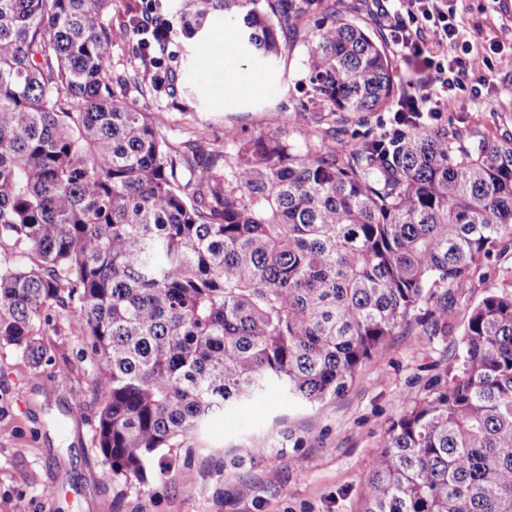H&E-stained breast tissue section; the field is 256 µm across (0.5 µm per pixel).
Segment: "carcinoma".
<instances>
[{"label":"carcinoma","instance_id":"carcinoma-1","mask_svg":"<svg viewBox=\"0 0 512 512\" xmlns=\"http://www.w3.org/2000/svg\"><path fill=\"white\" fill-rule=\"evenodd\" d=\"M183 0L186 35L214 15L264 59L310 42L320 111L376 112L395 95L382 34L344 0ZM0 0V343L38 369L54 306L87 336L101 399L103 476L146 485L218 415L276 384L313 404L341 394L426 290L423 335L448 333V294L512 236V139L403 125L336 147L224 130V151L181 154L167 121L112 79L118 39L158 46L150 0ZM144 96L171 97L168 54L146 52ZM447 379L389 426L364 512H512V292L473 309Z\"/></svg>","mask_w":512,"mask_h":512}]
</instances>
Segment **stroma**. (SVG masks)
Here are the masks:
<instances>
[{
    "instance_id": "1",
    "label": "stroma",
    "mask_w": 512,
    "mask_h": 512,
    "mask_svg": "<svg viewBox=\"0 0 512 512\" xmlns=\"http://www.w3.org/2000/svg\"><path fill=\"white\" fill-rule=\"evenodd\" d=\"M463 40L483 45L498 39L512 50V0H464ZM310 46L281 47L271 61L239 55L240 71L254 74L216 99L203 76L193 91L176 97L141 96L151 72L127 41L112 46L111 70L125 79L135 109L159 112L170 122L165 137L174 150L205 135L224 147V127L253 134L285 132L303 143L323 130L312 112ZM390 110L336 117L338 140L350 144L390 135ZM441 125L469 127L486 138L512 137V73L480 70L448 95ZM512 268V247L498 261L478 266L468 288L448 300V333L428 338L418 320L391 336L382 361L366 362L346 392L308 404L269 389L233 415L214 418L175 449L173 468L148 485L104 480L95 444L99 397L87 338L60 309L48 310L40 339L50 358L40 368L12 346L0 345V512H363V490L391 422L406 409V396L423 398L461 353L473 308L500 291ZM54 487L46 496V487Z\"/></svg>"
}]
</instances>
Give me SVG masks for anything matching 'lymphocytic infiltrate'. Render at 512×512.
Instances as JSON below:
<instances>
[{"mask_svg":"<svg viewBox=\"0 0 512 512\" xmlns=\"http://www.w3.org/2000/svg\"><path fill=\"white\" fill-rule=\"evenodd\" d=\"M459 0H393L379 5L383 25L397 52L423 57L425 75L413 92L402 95L396 111L412 113L415 126L428 128L446 105L448 92L463 87L480 66L512 71V51L487 56L460 40L463 14Z\"/></svg>","mask_w":512,"mask_h":512,"instance_id":"f902f5d3","label":"lymphocytic infiltrate"}]
</instances>
